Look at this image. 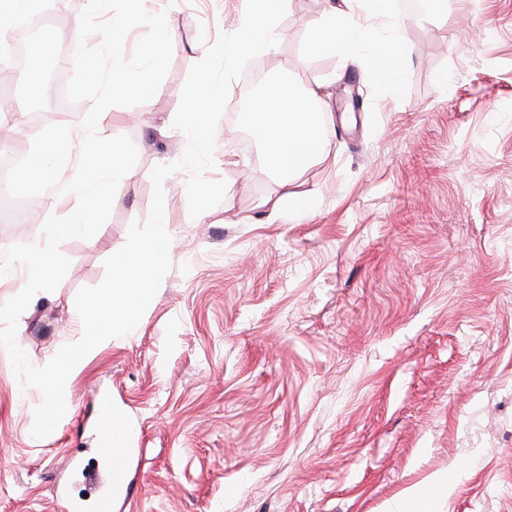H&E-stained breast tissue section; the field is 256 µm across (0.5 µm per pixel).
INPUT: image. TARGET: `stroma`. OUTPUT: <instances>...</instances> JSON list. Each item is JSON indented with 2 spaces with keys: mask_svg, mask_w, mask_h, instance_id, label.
I'll use <instances>...</instances> for the list:
<instances>
[{
  "mask_svg": "<svg viewBox=\"0 0 512 512\" xmlns=\"http://www.w3.org/2000/svg\"><path fill=\"white\" fill-rule=\"evenodd\" d=\"M335 3L367 31L350 61L308 50L323 4L290 0L276 48L252 63L264 92L291 80L330 102L327 159L281 186L240 77L207 173L226 181L222 202L190 218L188 171L167 178L173 267L135 333L72 378L48 437L31 434L40 392L0 348V512H59L61 482L93 499L101 435L78 428L100 390L136 436L112 512H512V0H446L420 18L400 0ZM145 5L167 13L171 67L150 101L98 124L138 161L96 235L62 243L65 279L23 320L16 341L37 367L81 335L78 290L147 221L152 169L185 152L172 123L190 67L245 12ZM389 39L408 61L382 82ZM286 193L315 205L270 221ZM38 200L28 229L0 224V251L77 205Z\"/></svg>",
  "mask_w": 512,
  "mask_h": 512,
  "instance_id": "1",
  "label": "stroma"
}]
</instances>
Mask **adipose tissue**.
Masks as SVG:
<instances>
[{
  "label": "adipose tissue",
  "mask_w": 512,
  "mask_h": 512,
  "mask_svg": "<svg viewBox=\"0 0 512 512\" xmlns=\"http://www.w3.org/2000/svg\"><path fill=\"white\" fill-rule=\"evenodd\" d=\"M354 27L352 15L327 9L323 22L309 33L308 48L314 53L350 55ZM256 112L261 118L267 161L284 176H291L316 155L325 154L322 131L327 109L318 88L282 84L274 94L258 99Z\"/></svg>",
  "instance_id": "obj_1"
}]
</instances>
